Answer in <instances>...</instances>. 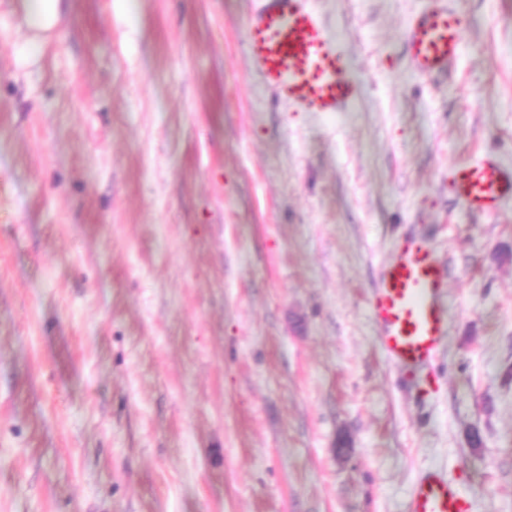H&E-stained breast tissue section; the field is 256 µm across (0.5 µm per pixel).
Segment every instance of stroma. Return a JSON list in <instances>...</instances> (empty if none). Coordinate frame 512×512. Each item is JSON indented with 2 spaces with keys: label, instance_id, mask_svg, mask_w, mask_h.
Masks as SVG:
<instances>
[{
  "label": "stroma",
  "instance_id": "1",
  "mask_svg": "<svg viewBox=\"0 0 512 512\" xmlns=\"http://www.w3.org/2000/svg\"><path fill=\"white\" fill-rule=\"evenodd\" d=\"M360 87L298 112L251 66L259 0H70L37 60L0 0V512H405L443 470L512 512V0H309ZM448 281L419 392L367 298L404 238ZM435 5L405 29V43L416 70L421 75L448 70L462 51L459 12L435 0ZM456 194L471 209L490 212L512 195V174L492 159H480L456 170Z\"/></svg>",
  "mask_w": 512,
  "mask_h": 512
}]
</instances>
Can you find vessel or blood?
Returning <instances> with one entry per match:
<instances>
[{
  "label": "vessel or blood",
  "mask_w": 512,
  "mask_h": 512,
  "mask_svg": "<svg viewBox=\"0 0 512 512\" xmlns=\"http://www.w3.org/2000/svg\"><path fill=\"white\" fill-rule=\"evenodd\" d=\"M246 37L253 67L297 110L333 114L358 98L360 88L347 75V57L322 16L301 0H259L246 21ZM405 43L420 74L448 69L462 51L458 11L436 0L408 25ZM455 184L468 207L484 212L512 195V174L492 159L457 168ZM445 288L430 248L419 239H404L368 300L389 359L413 371L433 362L446 324ZM406 512H470V506L463 490L432 471L413 485Z\"/></svg>",
  "instance_id": "vessel-or-blood-1"
}]
</instances>
